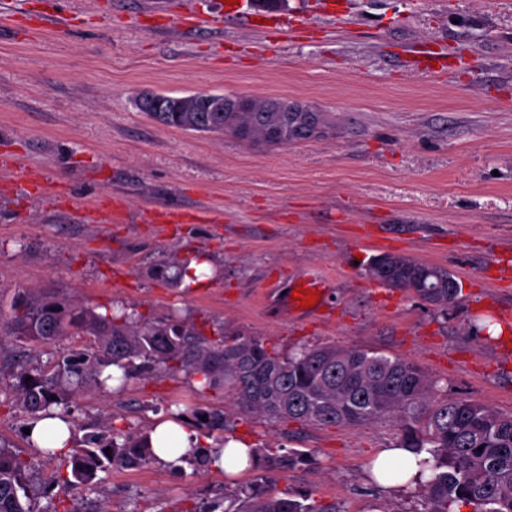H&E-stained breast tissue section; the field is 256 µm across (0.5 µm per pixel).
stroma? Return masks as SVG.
<instances>
[{
    "label": "stroma",
    "instance_id": "35a3bbf8",
    "mask_svg": "<svg viewBox=\"0 0 512 512\" xmlns=\"http://www.w3.org/2000/svg\"><path fill=\"white\" fill-rule=\"evenodd\" d=\"M184 0H46L79 26L21 39L0 28V305L15 289L73 296L95 310L124 303L171 312L264 340L282 351L332 343L415 362L451 398L512 414V0H196L210 25L159 31L145 16ZM303 15L289 38L257 16ZM428 43L446 70L408 66ZM479 67H469L470 59ZM144 91L284 98L324 112L322 134L283 147L160 125L134 106ZM203 211V224H150L153 208ZM395 253L447 268L461 302L440 312L412 294L374 287L357 257ZM203 257L200 281L179 287L159 261ZM318 268L330 278L329 316L286 318L274 285ZM15 346L0 353V443L30 465L35 512H185L213 496L223 472L153 462L102 475L74 499L58 483L65 458L30 447L15 398ZM224 410L251 447L312 452L275 476L278 496L307 492L338 512H426L418 492L386 494L369 479L400 426L353 429L258 421L220 389L183 374L130 379L119 393L87 383L68 403L74 425L105 419L122 431L178 413L176 396Z\"/></svg>",
    "mask_w": 512,
    "mask_h": 512
}]
</instances>
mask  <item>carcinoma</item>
I'll return each instance as SVG.
<instances>
[{
    "instance_id": "obj_1",
    "label": "carcinoma",
    "mask_w": 512,
    "mask_h": 512,
    "mask_svg": "<svg viewBox=\"0 0 512 512\" xmlns=\"http://www.w3.org/2000/svg\"><path fill=\"white\" fill-rule=\"evenodd\" d=\"M270 100L254 112H145L155 122L185 131L225 133L242 142L262 141L288 146L303 140L294 131L297 112H268ZM190 261L162 262L159 274L174 269L169 280L179 285ZM368 276L386 288L413 293L443 310L461 300L462 289L448 269L405 255H382ZM70 332L94 337L90 349L64 353L51 368L30 363L16 375L17 399L27 414V427L92 380L105 385L121 370L120 379L152 378L184 373L198 377L202 389L219 388L232 404L255 418L315 426L355 428L394 417L401 427L398 448L419 456L428 473L419 492L428 512H452L451 506H473L472 512H512V415H503L467 399H450L411 361L377 351L340 348L333 344L285 353L263 340L235 330H217L210 338L203 327L176 316L150 317L138 311L98 313L54 292L32 288L14 291L8 312L0 310V350L12 338L47 343ZM189 420L208 432L219 430L220 446L234 439L226 431L224 413L195 408ZM99 425L83 438L71 436L63 485L80 494L97 488L96 477L116 465L149 464L157 457L149 434H121ZM110 453H105V449ZM258 468L286 473L306 463L311 453L284 454L257 448ZM0 512H33L27 463L0 444ZM191 512H336V505L318 504L305 493L279 497L268 481L224 486L205 506Z\"/></svg>"
}]
</instances>
